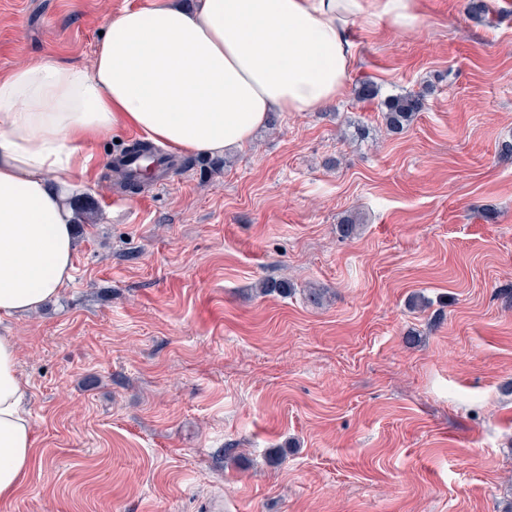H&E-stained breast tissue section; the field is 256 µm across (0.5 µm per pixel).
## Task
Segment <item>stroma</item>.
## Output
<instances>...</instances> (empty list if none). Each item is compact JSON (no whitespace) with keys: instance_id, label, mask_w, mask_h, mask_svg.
I'll return each mask as SVG.
<instances>
[{"instance_id":"obj_1","label":"stroma","mask_w":512,"mask_h":512,"mask_svg":"<svg viewBox=\"0 0 512 512\" xmlns=\"http://www.w3.org/2000/svg\"><path fill=\"white\" fill-rule=\"evenodd\" d=\"M153 2L0 0V76ZM416 3L355 26L333 103L163 188L112 184L135 131L95 146L71 280L6 323L35 464L0 512H512V0ZM367 79L423 111L391 133Z\"/></svg>"}]
</instances>
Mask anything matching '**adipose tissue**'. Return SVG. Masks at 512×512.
Masks as SVG:
<instances>
[{
	"label": "adipose tissue",
	"mask_w": 512,
	"mask_h": 512,
	"mask_svg": "<svg viewBox=\"0 0 512 512\" xmlns=\"http://www.w3.org/2000/svg\"><path fill=\"white\" fill-rule=\"evenodd\" d=\"M421 23L416 0H156L110 17L91 67L42 56L0 77V318L36 312L72 278L73 214L92 147L122 130L216 155L273 112L345 89L355 25ZM15 336L0 334V500L33 463Z\"/></svg>",
	"instance_id": "obj_1"
}]
</instances>
